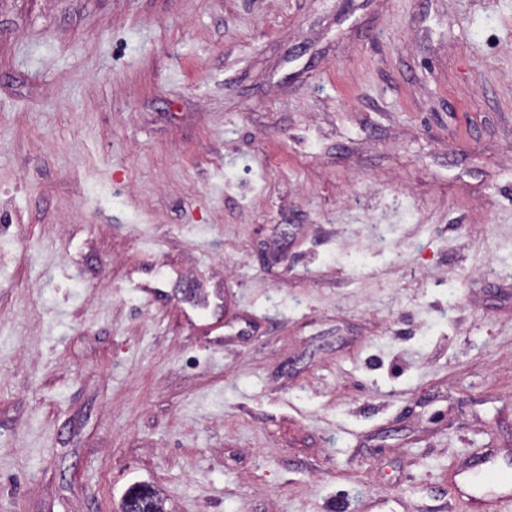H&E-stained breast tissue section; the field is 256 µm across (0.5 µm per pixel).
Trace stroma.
I'll return each instance as SVG.
<instances>
[{"instance_id":"obj_1","label":"stroma","mask_w":512,"mask_h":512,"mask_svg":"<svg viewBox=\"0 0 512 512\" xmlns=\"http://www.w3.org/2000/svg\"><path fill=\"white\" fill-rule=\"evenodd\" d=\"M512 0H0V512H512ZM122 512H165L159 493L148 485L131 488L123 500Z\"/></svg>"}]
</instances>
